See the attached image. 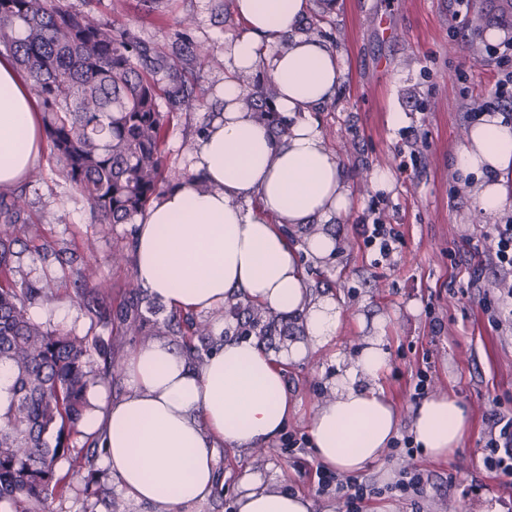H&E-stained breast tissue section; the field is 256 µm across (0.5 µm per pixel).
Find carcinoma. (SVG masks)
Returning <instances> with one entry per match:
<instances>
[{
  "label": "carcinoma",
  "instance_id": "obj_1",
  "mask_svg": "<svg viewBox=\"0 0 512 512\" xmlns=\"http://www.w3.org/2000/svg\"><path fill=\"white\" fill-rule=\"evenodd\" d=\"M4 54L29 78L58 176L88 205L91 223H135L170 188L162 146L172 109L193 94L175 82L173 58L150 55L67 0H0ZM164 83L169 112L158 103ZM270 98L261 92L246 104L274 136L286 137L289 126L270 111ZM28 208L26 186H0V365L10 370L0 386V506L8 512H46L68 477L59 469L70 454L65 429H75L90 408L89 388L112 380V370L99 375L90 368L86 339L27 313L28 304L53 297L55 288L16 278L13 246L28 232ZM96 276L88 265L74 280L90 320L110 323L115 316L124 332H144L141 286L129 284L131 302L114 315L89 289ZM164 329L186 336L189 352L193 337L210 333L192 314L171 315Z\"/></svg>",
  "mask_w": 512,
  "mask_h": 512
}]
</instances>
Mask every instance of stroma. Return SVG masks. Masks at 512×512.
Segmentation results:
<instances>
[{
	"label": "stroma",
	"instance_id": "35a3bbf8",
	"mask_svg": "<svg viewBox=\"0 0 512 512\" xmlns=\"http://www.w3.org/2000/svg\"><path fill=\"white\" fill-rule=\"evenodd\" d=\"M81 11L121 26L126 38L168 52L175 47L205 46L207 58L182 72L201 96L179 110L164 145L165 173H190L197 131L222 107L221 87L227 64L224 44L242 24L232 0H71ZM311 13L324 15L311 38L336 51L343 70L332 102L313 113L326 144L337 157L349 184L351 207L330 224L340 239L329 259L302 258L306 279L333 296L343 317L330 344L304 360L283 365L284 381L295 402L284 433L260 451L217 456L218 491L207 512H235L245 472L290 485L316 498L326 512H346L344 499L320 493L314 481L317 459L288 446L289 435L310 432L312 416L328 395L324 382L335 372V354L354 356L364 344L381 338L389 367L380 379L385 396L397 407L401 433H408L413 409L412 383L422 362L431 365L433 393L456 397L469 411V428L452 457L417 453L407 459L386 450L378 461L357 472L372 493L369 512H512V492L500 487L481 462V439L491 411L512 414V332L493 328L482 303L491 301L499 272L473 253L469 240L491 236L493 227L512 218V203L495 215L484 214L473 200L474 178L455 169L470 115L498 112L512 119V108L498 103L499 68L485 51L490 29L512 37V0H473L470 11L456 12L453 0H310ZM402 113V122L392 120ZM41 180L27 187L33 237L48 251L24 250L20 274L27 280L56 279L55 298L35 302L29 316L47 326L87 338L90 365L101 370L103 350L117 362L142 343L139 335L120 336L91 322L75 297L74 272L85 263L98 267L95 292L112 307L127 298L131 265H116L114 253L126 244L123 226L94 224L86 204L55 172L52 156L39 164ZM388 169L390 189L374 188L373 170ZM398 225L402 240L393 266L375 265L376 253L360 245L356 227L373 220ZM71 459L64 491L49 501V512H108L95 502L98 487L116 483L95 457L78 467L75 459L92 437L72 434ZM418 466L425 483L420 495L401 497L391 485L407 464Z\"/></svg>",
	"mask_w": 512,
	"mask_h": 512
}]
</instances>
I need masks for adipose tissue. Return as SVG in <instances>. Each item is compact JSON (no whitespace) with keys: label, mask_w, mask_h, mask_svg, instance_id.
Returning <instances> with one entry per match:
<instances>
[{"label":"adipose tissue","mask_w":512,"mask_h":512,"mask_svg":"<svg viewBox=\"0 0 512 512\" xmlns=\"http://www.w3.org/2000/svg\"><path fill=\"white\" fill-rule=\"evenodd\" d=\"M241 32L226 43L229 74L224 110L205 128L193 155L194 174L166 191L134 224V277L150 298L184 313L224 309L243 298L276 316L300 318L307 343L289 354L256 338H221L198 365L158 341L140 344L124 366L127 392L85 420L123 497L154 512H205L218 475V449L267 446L283 431L291 401L284 360L336 335L342 309L314 295L300 255L337 252L323 224L345 215L351 198L342 168L316 124L303 120L275 138L246 108L238 73L265 70L274 107L293 114L332 101L342 70L336 52L303 31L309 0H233ZM44 152L36 98L12 59L0 56V185L25 179ZM455 165L477 179L474 200L499 213L512 190V121L483 114L471 124ZM206 179L210 191L198 188ZM284 224H314L303 246L289 243ZM388 364L370 341L329 381L330 395L312 420L316 458L350 474L380 459L400 429V415L378 385ZM468 429L464 408L440 395L416 407L409 431L435 457L451 456ZM236 512H315L316 502L257 475L243 477Z\"/></svg>","instance_id":"1"}]
</instances>
